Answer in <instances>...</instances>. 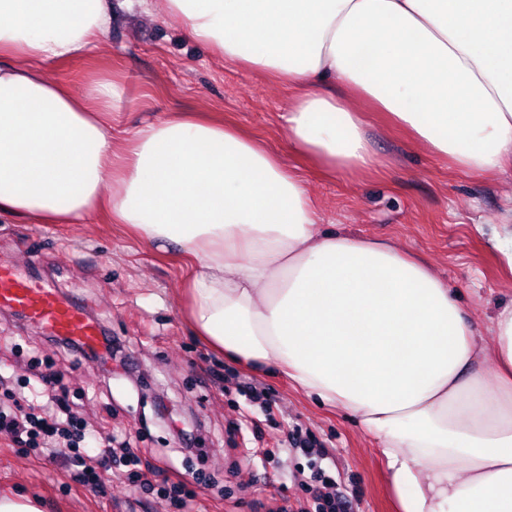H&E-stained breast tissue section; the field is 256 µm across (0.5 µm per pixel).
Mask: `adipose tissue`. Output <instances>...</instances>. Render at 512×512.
Returning <instances> with one entry per match:
<instances>
[{
	"label": "adipose tissue",
	"instance_id": "adipose-tissue-1",
	"mask_svg": "<svg viewBox=\"0 0 512 512\" xmlns=\"http://www.w3.org/2000/svg\"><path fill=\"white\" fill-rule=\"evenodd\" d=\"M162 5L198 45L288 84V144L323 175L374 165L356 96L457 169L512 165V0ZM111 24L112 0H0V217L104 212L175 249L196 334L347 411L379 440L403 512H512V303L483 343L420 256L325 231L298 173L206 115L143 124L115 149L123 81L77 92L42 71Z\"/></svg>",
	"mask_w": 512,
	"mask_h": 512
}]
</instances>
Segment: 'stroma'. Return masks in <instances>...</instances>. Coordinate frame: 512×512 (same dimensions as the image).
<instances>
[{
	"mask_svg": "<svg viewBox=\"0 0 512 512\" xmlns=\"http://www.w3.org/2000/svg\"><path fill=\"white\" fill-rule=\"evenodd\" d=\"M50 81L79 89L98 75H118L131 102L121 125L132 131L174 112H204L261 138L297 169L325 229L386 238L420 253L457 291L484 339L496 307L512 301V272L501 263L512 210V175L488 178L450 168L419 143L367 112L375 156L371 174L319 176L288 147L280 116L293 97L286 84L208 54L188 37L183 20L161 0L148 11L114 6L111 30L98 48L44 66ZM0 259L83 302L109 334L121 339L133 373L109 375L61 356L41 328L0 310V405L27 393L45 369L60 373L72 409L101 434L125 433L144 492L125 480L103 489L65 475L0 436V489L38 495L44 512H177L158 492L187 480L192 512H314L320 463L357 512H398L378 441L340 410L317 405L290 382L222 358L195 336L183 316L188 268L174 253L128 238L123 228L92 217L80 224H30L0 218ZM192 430L198 451L181 449L174 426ZM302 430L313 454L295 450Z\"/></svg>",
	"mask_w": 512,
	"mask_h": 512,
	"instance_id": "35a3bbf8",
	"label": "stroma"
}]
</instances>
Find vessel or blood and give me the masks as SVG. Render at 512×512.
<instances>
[{"label":"vessel or blood","instance_id":"1","mask_svg":"<svg viewBox=\"0 0 512 512\" xmlns=\"http://www.w3.org/2000/svg\"><path fill=\"white\" fill-rule=\"evenodd\" d=\"M0 309H7L53 335L65 336L88 347L98 346L101 326L72 298L57 288L18 275L0 261Z\"/></svg>","mask_w":512,"mask_h":512}]
</instances>
